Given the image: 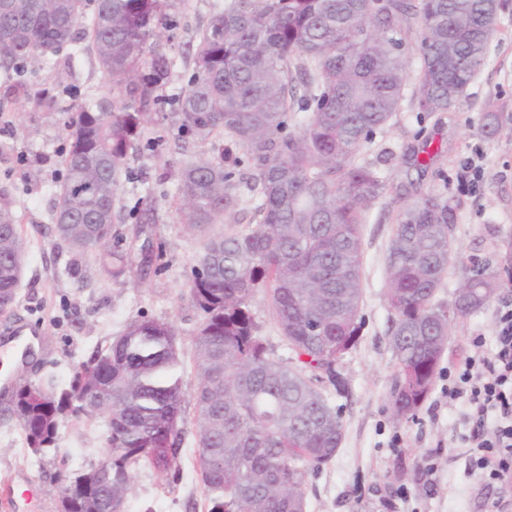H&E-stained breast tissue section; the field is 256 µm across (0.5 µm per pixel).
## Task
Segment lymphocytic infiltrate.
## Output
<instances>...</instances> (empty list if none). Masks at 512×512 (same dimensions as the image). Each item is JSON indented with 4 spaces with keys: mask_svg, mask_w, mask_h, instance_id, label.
<instances>
[{
    "mask_svg": "<svg viewBox=\"0 0 512 512\" xmlns=\"http://www.w3.org/2000/svg\"><path fill=\"white\" fill-rule=\"evenodd\" d=\"M496 347L491 356H467L448 371L443 394L469 408L465 435L484 482L512 483V301L495 312Z\"/></svg>",
    "mask_w": 512,
    "mask_h": 512,
    "instance_id": "lymphocytic-infiltrate-1",
    "label": "lymphocytic infiltrate"
}]
</instances>
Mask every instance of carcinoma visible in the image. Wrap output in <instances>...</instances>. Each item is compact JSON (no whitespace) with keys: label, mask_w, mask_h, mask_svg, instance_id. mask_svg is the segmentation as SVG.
I'll list each match as a JSON object with an SVG mask.
<instances>
[{"label":"carcinoma","mask_w":512,"mask_h":512,"mask_svg":"<svg viewBox=\"0 0 512 512\" xmlns=\"http://www.w3.org/2000/svg\"><path fill=\"white\" fill-rule=\"evenodd\" d=\"M168 0H0V71L68 51L88 52L111 100L64 109L69 146L57 185L54 234L76 254L100 251L115 278L125 256L115 210L119 176L163 101L171 62L160 50L173 26ZM508 0H216L196 35L195 71L177 97L185 145L222 137L220 159L193 152L178 177L179 223L205 238L187 282L199 313L194 336L195 435L206 512H306L304 486L336 454L339 361L362 327V231L387 183L363 159L376 131L401 111L411 50L420 70L410 101L446 112L481 68ZM417 26L411 45L395 37ZM303 79L297 95L296 78ZM306 116L288 129V112ZM502 115L488 106L483 130ZM248 195L255 228L228 235L211 226ZM395 209L386 257L390 341L399 371L391 388L399 420L416 415L448 347V314L480 312L501 287L486 260L455 248L454 207L439 191L407 193ZM24 250L17 215L0 191V313L17 298ZM462 280L447 311L436 303L450 268ZM294 353L271 355L251 303L259 292ZM175 329L141 317L96 350L65 386L49 376L12 394L28 448L56 447L67 417L112 414L106 491L58 482L76 512H124L132 468L167 472L183 441L185 383Z\"/></svg>","instance_id":"carcinoma-1"}]
</instances>
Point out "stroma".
<instances>
[{"label":"stroma","mask_w":512,"mask_h":512,"mask_svg":"<svg viewBox=\"0 0 512 512\" xmlns=\"http://www.w3.org/2000/svg\"><path fill=\"white\" fill-rule=\"evenodd\" d=\"M211 0H171L169 16L177 26L166 53L172 61L163 88L164 103L153 114L145 142L126 159L119 179L117 206L126 214L120 249L132 261L124 276L112 277L96 254L76 256L61 247L52 231L55 186L63 167L60 151L67 144L64 106L97 102L109 91L96 58L75 61L73 76L64 77L50 64L27 65L17 77L26 93L0 112V190H7L28 240L23 276L12 310L0 314V341L13 338L16 327L38 338L34 359L0 371V487L19 492L0 512H58L57 474H74L107 457L109 417L99 414L60 421L56 450L33 455L10 410L9 390L23 382L54 375L58 384L72 379L98 346L121 334L132 319L145 316L171 324L181 345V373L194 377L193 337L199 315L186 284L201 239L179 224L175 209L178 172L187 157L175 125V96L184 92L194 71L189 43L211 17ZM58 107L48 105V98ZM503 112V129L495 137L482 130L488 102ZM443 151L427 170L411 166L409 148L423 145ZM482 154L485 176L479 185L460 183L466 160ZM389 190L367 213L363 226V326L357 344L339 369L348 382L332 398L343 423L335 457L309 475L305 485L308 512H493L502 490L488 488L460 442L469 424L462 405H448L442 388L448 370L467 355H489L494 346V313L512 300V285L499 289L479 313L458 322L428 397L415 418L392 419L391 387L397 376L390 342L391 312L386 288V256L394 233L392 211L399 194L438 189L448 194L454 211L453 237L462 257L476 254L496 268L506 265L503 242H512V6L501 13L483 65L465 95L448 111L425 114L410 102L390 126L377 131L368 155ZM155 207L159 221L147 235L136 232L131 209ZM161 252L144 264L145 251ZM83 288H76L77 280ZM483 339L482 347L471 344ZM180 426L184 440L173 469L179 480L139 467L126 512H205V492L196 469L192 401H185ZM433 474H426L424 463Z\"/></svg>","instance_id":"obj_1"}]
</instances>
